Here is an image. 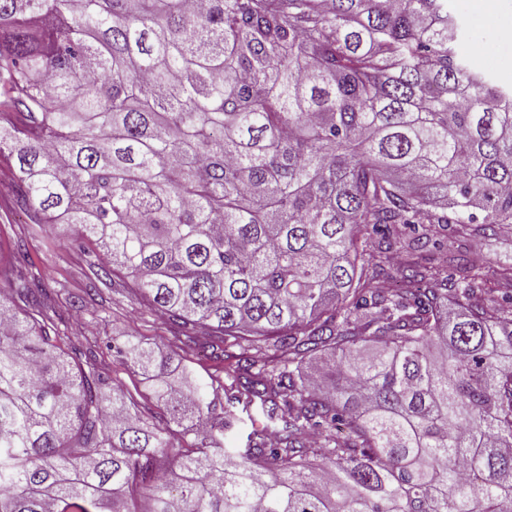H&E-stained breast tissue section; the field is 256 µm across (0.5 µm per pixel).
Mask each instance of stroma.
<instances>
[{
	"instance_id": "obj_1",
	"label": "stroma",
	"mask_w": 512,
	"mask_h": 512,
	"mask_svg": "<svg viewBox=\"0 0 512 512\" xmlns=\"http://www.w3.org/2000/svg\"><path fill=\"white\" fill-rule=\"evenodd\" d=\"M465 37L484 47L478 65L501 86L512 87V48L493 42L498 32H512V0H473L462 15ZM32 211L14 191L7 166H0V263L10 264L17 249L28 254L26 272L41 273L65 317L74 340L97 342L96 359L100 368L133 396L145 388L138 376L112 361L106 348L112 339L137 336L156 344L162 351L177 353L190 360L198 372L211 371L213 363L198 348L181 344L174 326L139 303L129 289L108 281H96L95 271L102 264L99 251L84 248L75 226L60 224L53 230L32 231ZM443 234L452 251L478 253L487 268L512 256V238L461 237L455 225L445 226Z\"/></svg>"
}]
</instances>
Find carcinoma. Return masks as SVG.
Instances as JSON below:
<instances>
[{
  "mask_svg": "<svg viewBox=\"0 0 512 512\" xmlns=\"http://www.w3.org/2000/svg\"><path fill=\"white\" fill-rule=\"evenodd\" d=\"M468 44L448 0H0L19 196L224 363L114 340L159 416L0 265V512H512V306L429 258L512 234Z\"/></svg>",
  "mask_w": 512,
  "mask_h": 512,
  "instance_id": "cac0c4a2",
  "label": "carcinoma"
}]
</instances>
